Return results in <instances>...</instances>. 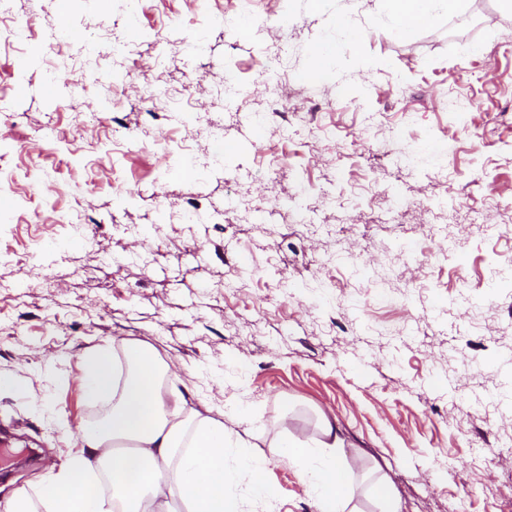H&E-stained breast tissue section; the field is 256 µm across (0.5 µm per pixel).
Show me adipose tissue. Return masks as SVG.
<instances>
[{
	"mask_svg": "<svg viewBox=\"0 0 512 512\" xmlns=\"http://www.w3.org/2000/svg\"><path fill=\"white\" fill-rule=\"evenodd\" d=\"M393 32L404 36L435 11H460L464 0H389ZM126 357L134 365L122 376L104 351L89 354L82 385L92 399L115 397L111 418L97 429H82L81 450L54 473L42 496L45 512H106L98 488L106 472L112 499L120 512H177L181 503L190 512H231L226 493L248 487L266 497L268 458L244 455L227 468L223 421L202 411L178 390L166 391V368L147 344L130 343ZM344 440L334 421L322 417L319 437L309 444L279 441L280 457L293 463L306 478L319 512H343L351 484L347 467L336 458Z\"/></svg>",
	"mask_w": 512,
	"mask_h": 512,
	"instance_id": "ef3b65f1",
	"label": "adipose tissue"
}]
</instances>
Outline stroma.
<instances>
[{
    "label": "stroma",
    "instance_id": "obj_1",
    "mask_svg": "<svg viewBox=\"0 0 512 512\" xmlns=\"http://www.w3.org/2000/svg\"><path fill=\"white\" fill-rule=\"evenodd\" d=\"M339 14L363 35L318 66ZM391 24L384 0H40L0 41V499L38 495L103 411L85 353L119 363L141 341L269 457L271 498L238 488L239 512H318L271 444L316 438L322 413L346 512H512V468L485 464L512 436V235L459 226L445 257L427 230L460 185L477 208L506 197L489 218L512 225V10L468 0L403 39ZM134 26L137 55L112 54ZM58 43L71 65L49 98ZM147 70L236 89L156 112L129 93ZM284 83L312 124L271 117L257 144L251 117ZM195 207L209 220L184 223ZM297 209L312 240L267 222ZM336 252L349 262L325 266Z\"/></svg>",
    "mask_w": 512,
    "mask_h": 512
}]
</instances>
